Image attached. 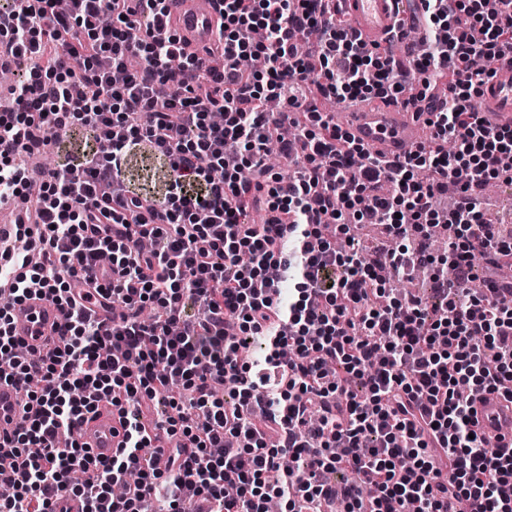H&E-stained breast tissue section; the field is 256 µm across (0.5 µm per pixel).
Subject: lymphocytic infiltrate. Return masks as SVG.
I'll return each instance as SVG.
<instances>
[{
  "label": "lymphocytic infiltrate",
  "mask_w": 512,
  "mask_h": 512,
  "mask_svg": "<svg viewBox=\"0 0 512 512\" xmlns=\"http://www.w3.org/2000/svg\"><path fill=\"white\" fill-rule=\"evenodd\" d=\"M216 2L224 59L205 71L169 34L167 0H70L64 15L55 0L24 14L0 0L14 103L0 114V204L38 185L19 236L40 245L0 253V373L34 407L8 443L0 512H52L62 491L85 512H324L334 471L351 475L343 512H512V447H488L473 409L512 399V282L477 268L512 258V235L478 207L485 186L512 185V127L476 108L486 72L472 65L512 53V0H420L410 68L350 32L340 0ZM251 57L263 70L242 68ZM412 84L431 142L395 160L318 106L394 101ZM273 98L302 113L279 149L295 176L266 162ZM74 125L87 149L33 179L19 156ZM145 145L169 165L160 199L122 176ZM451 184L455 206L437 209ZM350 214L394 249L361 247ZM440 224L438 261L413 242ZM437 261L452 274L432 299L391 289ZM88 270L111 324L74 296ZM34 286L67 310L60 344L36 359L10 331ZM257 339L263 357L244 361ZM104 403L123 419L115 455L58 446Z\"/></svg>",
  "instance_id": "obj_1"
}]
</instances>
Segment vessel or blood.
I'll return each mask as SVG.
<instances>
[{"label": "vessel or blood", "instance_id": "1", "mask_svg": "<svg viewBox=\"0 0 512 512\" xmlns=\"http://www.w3.org/2000/svg\"><path fill=\"white\" fill-rule=\"evenodd\" d=\"M419 0H343L349 26L367 42L381 45L408 17L409 6ZM172 34L189 53L213 65L224 53L223 19L213 0H172ZM477 103L490 125L512 124V57L493 63ZM423 114L416 106L386 107L373 104L359 112H337L333 124L348 131L371 153L392 160L420 143ZM22 317L10 329L33 350H44L58 342L65 312L40 295L24 303ZM31 409L21 401L12 380L0 377V442L10 440ZM474 418L479 431L493 444H512V401L487 394L475 403ZM81 443L96 456H112L123 440L121 419L110 407H100L79 431Z\"/></svg>", "mask_w": 512, "mask_h": 512}]
</instances>
